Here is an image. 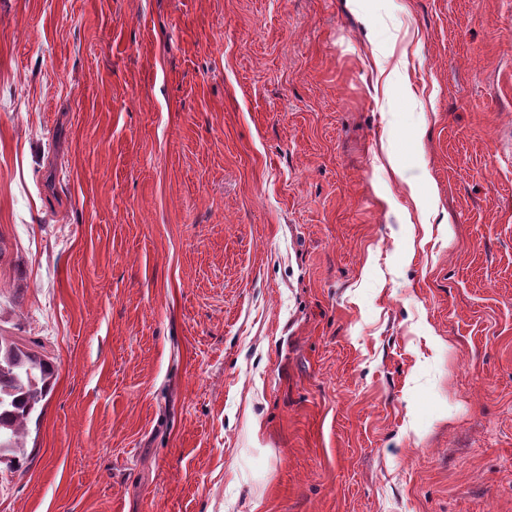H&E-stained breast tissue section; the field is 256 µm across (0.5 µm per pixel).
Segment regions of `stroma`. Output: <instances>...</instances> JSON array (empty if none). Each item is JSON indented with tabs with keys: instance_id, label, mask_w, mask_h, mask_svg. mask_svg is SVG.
<instances>
[{
	"instance_id": "obj_1",
	"label": "stroma",
	"mask_w": 512,
	"mask_h": 512,
	"mask_svg": "<svg viewBox=\"0 0 512 512\" xmlns=\"http://www.w3.org/2000/svg\"><path fill=\"white\" fill-rule=\"evenodd\" d=\"M0 512H512V0H0ZM51 365L0 336V462L21 454L23 440L50 390Z\"/></svg>"
}]
</instances>
